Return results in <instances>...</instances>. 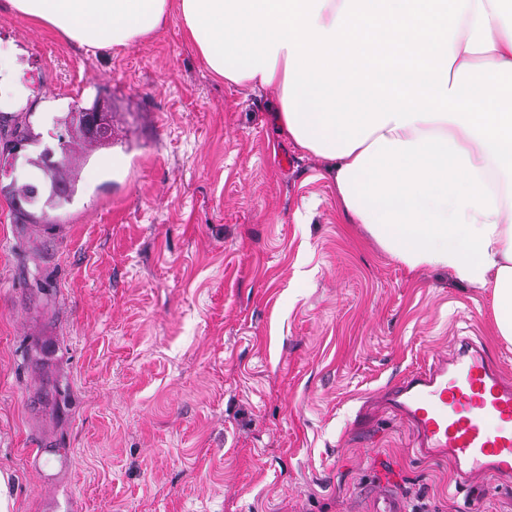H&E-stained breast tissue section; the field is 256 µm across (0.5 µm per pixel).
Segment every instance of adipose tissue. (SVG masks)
<instances>
[{
    "mask_svg": "<svg viewBox=\"0 0 512 512\" xmlns=\"http://www.w3.org/2000/svg\"><path fill=\"white\" fill-rule=\"evenodd\" d=\"M90 53L178 14L210 73L274 87L342 214L409 270L490 291L512 340V0H8Z\"/></svg>",
    "mask_w": 512,
    "mask_h": 512,
    "instance_id": "adipose-tissue-1",
    "label": "adipose tissue"
}]
</instances>
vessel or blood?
Masks as SVG:
<instances>
[{
  "mask_svg": "<svg viewBox=\"0 0 512 512\" xmlns=\"http://www.w3.org/2000/svg\"><path fill=\"white\" fill-rule=\"evenodd\" d=\"M391 395L420 439L418 455L453 461L458 486L512 473V381L469 340H461L451 365L434 363L395 385Z\"/></svg>",
  "mask_w": 512,
  "mask_h": 512,
  "instance_id": "vessel-or-blood-1",
  "label": "vessel or blood"
}]
</instances>
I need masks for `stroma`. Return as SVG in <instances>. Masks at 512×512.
Wrapping results in <instances>:
<instances>
[{
	"instance_id": "1",
	"label": "stroma",
	"mask_w": 512,
	"mask_h": 512,
	"mask_svg": "<svg viewBox=\"0 0 512 512\" xmlns=\"http://www.w3.org/2000/svg\"><path fill=\"white\" fill-rule=\"evenodd\" d=\"M0 105L102 99L112 146L53 224L0 194V469L14 512H512V482L455 486L366 405L460 336L512 379L489 292L408 270L345 223L328 163L275 121L279 92L215 79L170 15L85 52L0 0ZM57 101L48 113L47 101Z\"/></svg>"
}]
</instances>
